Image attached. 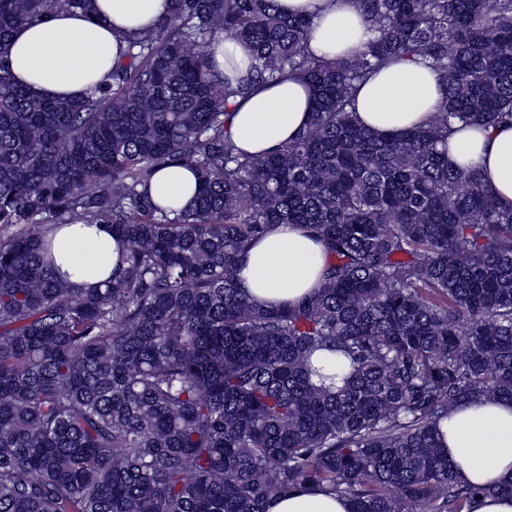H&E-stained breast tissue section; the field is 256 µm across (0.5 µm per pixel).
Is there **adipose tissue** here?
Instances as JSON below:
<instances>
[{
    "label": "adipose tissue",
    "mask_w": 512,
    "mask_h": 512,
    "mask_svg": "<svg viewBox=\"0 0 512 512\" xmlns=\"http://www.w3.org/2000/svg\"><path fill=\"white\" fill-rule=\"evenodd\" d=\"M280 12L309 20L310 49L335 59L361 51L372 33L357 0H276ZM170 0H92L88 10L55 12L16 29L8 45L15 81L47 98L78 100L105 82L130 36L169 16ZM437 74L424 64L402 60L381 67L355 95L360 122L390 133L424 124L437 106ZM228 134L241 151L261 154L285 146L309 122L312 92L285 78L231 99ZM448 161L472 165L503 203L512 204V126L478 130L455 125ZM198 192L194 172L181 164L159 168L149 184L154 204L182 210ZM55 259L79 288H97L118 265L122 245L104 224H73L55 234ZM325 262L321 243L298 224H280L241 258L239 288L259 306L277 308L312 292ZM442 444L459 481L484 487L468 512H512V496L496 486L512 481V402L477 400L440 424ZM266 512H352L346 498L298 489L271 499Z\"/></svg>",
    "instance_id": "ef3b65f1"
}]
</instances>
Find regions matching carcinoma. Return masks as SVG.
<instances>
[{
	"label": "carcinoma",
	"mask_w": 512,
	"mask_h": 512,
	"mask_svg": "<svg viewBox=\"0 0 512 512\" xmlns=\"http://www.w3.org/2000/svg\"><path fill=\"white\" fill-rule=\"evenodd\" d=\"M375 37L308 47L276 0H175L77 101L17 85L15 29L90 0H0V512H265L298 488L352 512H463L440 423L512 401V204L448 163V134L512 123V0H358ZM222 34L248 74L214 72ZM413 60L444 96L425 125H359L358 85ZM295 76L310 122L237 150L230 98ZM194 170V204H153L157 168ZM107 224L124 246L101 288L73 287L49 232ZM300 224L326 262L314 291L266 309L238 258ZM346 358L333 390L312 355Z\"/></svg>",
	"instance_id": "obj_1"
}]
</instances>
